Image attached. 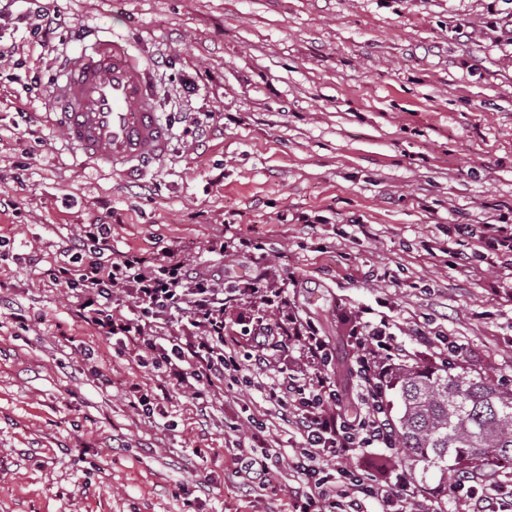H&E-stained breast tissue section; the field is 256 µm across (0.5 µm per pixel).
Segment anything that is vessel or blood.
<instances>
[{
    "instance_id": "obj_1",
    "label": "vessel or blood",
    "mask_w": 512,
    "mask_h": 512,
    "mask_svg": "<svg viewBox=\"0 0 512 512\" xmlns=\"http://www.w3.org/2000/svg\"><path fill=\"white\" fill-rule=\"evenodd\" d=\"M52 100L69 145L114 174L146 168L169 151L151 73L122 37L84 45L61 66Z\"/></svg>"
}]
</instances>
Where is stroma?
Returning <instances> with one entry per match:
<instances>
[{
  "mask_svg": "<svg viewBox=\"0 0 512 512\" xmlns=\"http://www.w3.org/2000/svg\"><path fill=\"white\" fill-rule=\"evenodd\" d=\"M488 0H29L0 26L24 41L0 62V512H283L275 493H248L237 446L288 456L297 441L257 387L224 389L201 418L174 396L149 424L120 380L160 392L154 372L113 362L77 324L66 288L47 274L87 224L112 227L116 251L162 247L223 267L231 284L261 264L319 323L339 405L361 403L351 329L360 312L386 321L410 364L451 365L512 388V274L459 224L512 217V46L488 23ZM58 16L52 61L26 37ZM119 31L156 71L162 114L209 116L195 140L174 128L168 156L144 175L81 163L53 126L35 79L72 56L84 27ZM320 217L316 230L301 215ZM262 242L263 260L207 253L224 230ZM40 255L30 266L26 257ZM115 366L90 374L80 346ZM264 420L259 441L250 418ZM402 471L436 512H472L440 473L405 449L359 460ZM209 495H202L203 486Z\"/></svg>",
  "mask_w": 512,
  "mask_h": 512,
  "instance_id": "35a3bbf8",
  "label": "stroma"
}]
</instances>
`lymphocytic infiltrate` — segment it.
<instances>
[{
    "label": "lymphocytic infiltrate",
    "mask_w": 512,
    "mask_h": 512,
    "mask_svg": "<svg viewBox=\"0 0 512 512\" xmlns=\"http://www.w3.org/2000/svg\"><path fill=\"white\" fill-rule=\"evenodd\" d=\"M83 238L82 248L50 270L51 278L65 285L76 321L108 341L115 358L153 369L200 412L223 396L225 381H237L258 362L251 354H239L225 338L235 305L251 304L260 314L249 331L254 347L265 346L273 336L299 342L309 361L306 372L269 373L259 383L267 402L300 437L288 459L295 481L291 512H365L369 500L381 512H432L424 489L403 474L388 479L353 465L368 449L395 445L380 381L403 353L383 341L382 327L367 321L352 331L360 350L356 363L365 409L342 416L325 369L327 345L320 329L291 306L269 267L228 288L219 274L189 263L177 249L149 256L112 252L111 225H85ZM330 459L337 460L336 470L327 467Z\"/></svg>",
    "instance_id": "obj_1"
}]
</instances>
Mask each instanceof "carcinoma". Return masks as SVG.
Segmentation results:
<instances>
[{
	"label": "carcinoma",
	"instance_id": "cac0c4a2",
	"mask_svg": "<svg viewBox=\"0 0 512 512\" xmlns=\"http://www.w3.org/2000/svg\"><path fill=\"white\" fill-rule=\"evenodd\" d=\"M387 388L401 404L396 441L427 466L455 478L500 469L512 475V390L464 370L406 364L387 374Z\"/></svg>",
	"mask_w": 512,
	"mask_h": 512
}]
</instances>
